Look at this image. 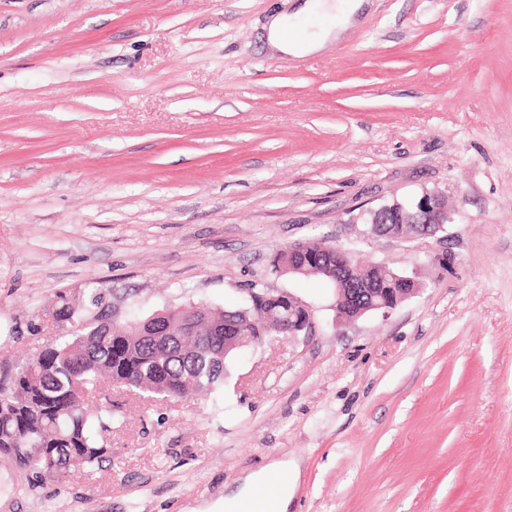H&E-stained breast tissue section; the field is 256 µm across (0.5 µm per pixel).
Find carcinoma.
Returning a JSON list of instances; mask_svg holds the SVG:
<instances>
[{"mask_svg":"<svg viewBox=\"0 0 512 512\" xmlns=\"http://www.w3.org/2000/svg\"><path fill=\"white\" fill-rule=\"evenodd\" d=\"M309 247L327 259L321 245ZM334 263L311 276L336 285V273L325 272ZM59 299L62 320L81 319L74 338L0 375V456L35 478L58 481L75 460L89 467L103 459L112 409L99 400L114 386L157 403L224 388V311L194 303L119 325L99 321L96 288L80 308ZM279 308L264 306L243 331L275 323Z\"/></svg>","mask_w":512,"mask_h":512,"instance_id":"obj_1","label":"carcinoma"}]
</instances>
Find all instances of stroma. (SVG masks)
<instances>
[{"mask_svg": "<svg viewBox=\"0 0 512 512\" xmlns=\"http://www.w3.org/2000/svg\"><path fill=\"white\" fill-rule=\"evenodd\" d=\"M291 9L0 0V366L69 339L58 296L95 286L119 323L256 281L316 323L242 347L207 398L112 392L109 457L62 481L0 457V512H213L285 458L288 512H512V0H370L321 51L273 56ZM425 190L445 232L368 234ZM297 241L424 288L337 329L333 288L271 271Z\"/></svg>", "mask_w": 512, "mask_h": 512, "instance_id": "stroma-1", "label": "stroma"}]
</instances>
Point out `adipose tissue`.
Masks as SVG:
<instances>
[{
  "mask_svg": "<svg viewBox=\"0 0 512 512\" xmlns=\"http://www.w3.org/2000/svg\"><path fill=\"white\" fill-rule=\"evenodd\" d=\"M366 3L367 0H301L294 14L271 15L266 25V41L273 50L291 56L317 51L330 34L353 26ZM298 475L296 463L272 462L247 475L240 492L225 498L226 512H253L257 506L262 512H288ZM271 482L276 485L275 492L263 504H256L258 490Z\"/></svg>",
  "mask_w": 512,
  "mask_h": 512,
  "instance_id": "ef3b65f1",
  "label": "adipose tissue"
}]
</instances>
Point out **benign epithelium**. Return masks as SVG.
<instances>
[{
    "instance_id": "benign-epithelium-1",
    "label": "benign epithelium",
    "mask_w": 512,
    "mask_h": 512,
    "mask_svg": "<svg viewBox=\"0 0 512 512\" xmlns=\"http://www.w3.org/2000/svg\"><path fill=\"white\" fill-rule=\"evenodd\" d=\"M391 211L400 220L398 224H383L381 219L386 211ZM372 217L370 232L376 236L392 239H415L434 237L444 225L452 223L448 210L447 196L441 191H425L419 197L412 210H407L399 202L389 208L380 207L369 211ZM300 256L299 261L288 262V273L291 275H307L315 268L306 260L307 249L302 242L288 245V257ZM359 280L365 284H374L372 290L359 288H341V279H336V319L337 327L341 328L367 312L389 314L404 301L416 295L421 290V282L415 271L394 270L385 265H375L357 269ZM248 301L258 308L265 303L278 302L287 311L286 329L288 338L296 339L308 336L315 328L313 315L308 305L285 290L269 291L265 288L259 291H249ZM273 340L271 331L264 336H245L237 327L224 325V354L239 349L245 345L263 346Z\"/></svg>"
}]
</instances>
